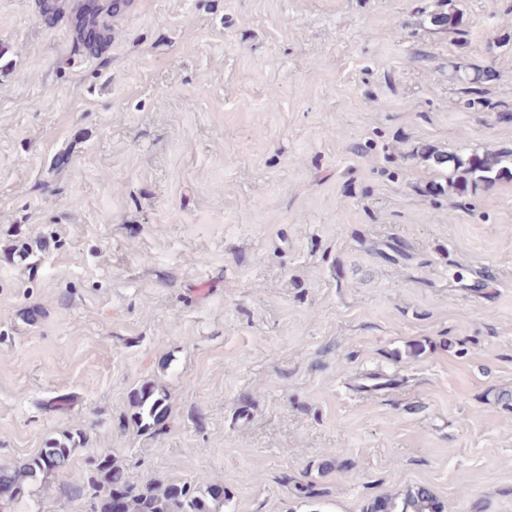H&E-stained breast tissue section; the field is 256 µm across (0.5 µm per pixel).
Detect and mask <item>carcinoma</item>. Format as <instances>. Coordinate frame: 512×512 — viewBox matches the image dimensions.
I'll return each instance as SVG.
<instances>
[{"mask_svg": "<svg viewBox=\"0 0 512 512\" xmlns=\"http://www.w3.org/2000/svg\"><path fill=\"white\" fill-rule=\"evenodd\" d=\"M129 0H97L92 12L78 0H40L44 16L52 18L71 10L75 48L85 56L97 55L112 41V17ZM421 155L445 169V183H433L429 190L439 196L450 190L475 194L500 182L512 181V150L483 153L461 146L452 152L425 148ZM134 423L150 430L168 416L169 396L153 385H142L131 394ZM76 445L74 435L50 439L44 448L18 466L0 465V503L24 497L26 482L41 474L63 470ZM65 492L78 503L79 512H224L229 500L224 486L197 482L163 481L141 483L108 456L95 460L90 469L72 476ZM363 512H445V505L426 486H413L402 494L385 495L371 501Z\"/></svg>", "mask_w": 512, "mask_h": 512, "instance_id": "cac0c4a2", "label": "carcinoma"}]
</instances>
